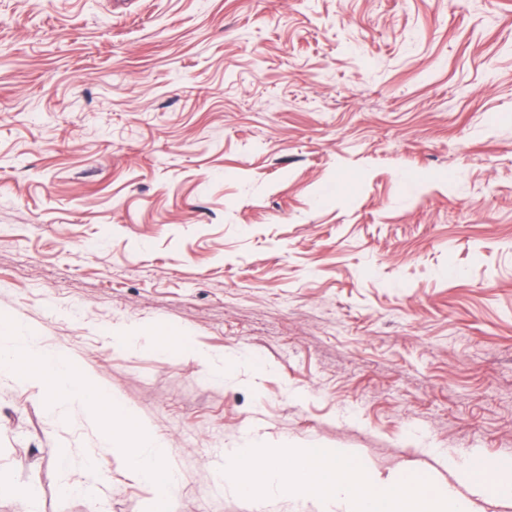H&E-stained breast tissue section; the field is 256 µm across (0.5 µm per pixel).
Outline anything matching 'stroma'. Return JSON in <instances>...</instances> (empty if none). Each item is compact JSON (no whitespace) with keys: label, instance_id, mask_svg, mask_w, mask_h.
Masks as SVG:
<instances>
[{"label":"stroma","instance_id":"obj_1","mask_svg":"<svg viewBox=\"0 0 512 512\" xmlns=\"http://www.w3.org/2000/svg\"><path fill=\"white\" fill-rule=\"evenodd\" d=\"M0 313L168 443L173 512H252L214 480L250 432L454 487L512 457V0H0ZM28 482L152 498L0 375V512Z\"/></svg>","mask_w":512,"mask_h":512}]
</instances>
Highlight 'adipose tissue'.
I'll return each instance as SVG.
<instances>
[{"instance_id":"adipose-tissue-1","label":"adipose tissue","mask_w":512,"mask_h":512,"mask_svg":"<svg viewBox=\"0 0 512 512\" xmlns=\"http://www.w3.org/2000/svg\"><path fill=\"white\" fill-rule=\"evenodd\" d=\"M26 360L32 370L18 373L16 364ZM0 373L17 375L19 382L36 388L51 407L64 408L79 403L90 416L111 412V420L100 429L102 441L119 448L131 476L153 493L150 512H171L179 477L169 461L166 441L145 430L131 414L112 410L109 394L94 388L88 373L60 348L42 349L30 329L21 322L0 316ZM460 480L501 500L512 499V464H487L468 459L457 464Z\"/></svg>"}]
</instances>
